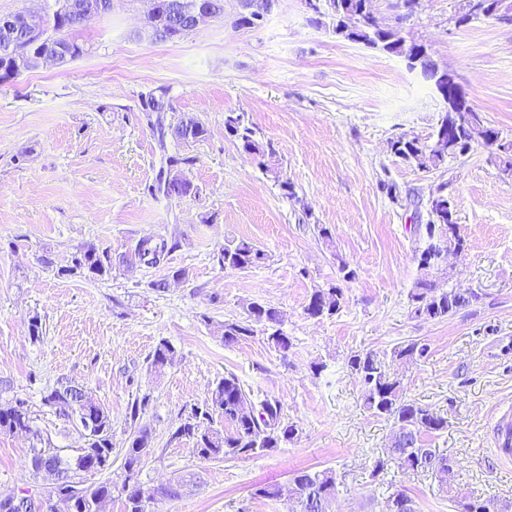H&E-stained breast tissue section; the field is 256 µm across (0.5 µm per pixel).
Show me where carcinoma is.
<instances>
[{"instance_id":"1","label":"carcinoma","mask_w":512,"mask_h":512,"mask_svg":"<svg viewBox=\"0 0 512 512\" xmlns=\"http://www.w3.org/2000/svg\"><path fill=\"white\" fill-rule=\"evenodd\" d=\"M363 0H331V9L319 12L313 21L321 23V18L332 20L337 36L366 48L387 54H395L408 61V67L431 68L433 62L428 48L423 43L407 41L402 22L397 19L387 26L379 37L369 31L349 33L344 30L345 20L361 10ZM512 12V5L505 0H464L455 15L456 25L463 27L477 19V12H485V18L493 19L499 9ZM46 38L42 49L51 50L62 41L73 49L70 58L75 59L84 53L82 45L70 37L78 24L60 18L53 13L42 19ZM191 30V17L184 12L168 17L166 24L155 28L152 38L159 42L169 41V32H177L183 37ZM165 112L171 108L167 92L148 95L142 101V110ZM224 130L233 138L242 151L251 156L265 171L274 170L276 153L268 142L256 138L252 125L239 112L224 114ZM494 148V158L499 170L512 175V138L501 137L500 132L490 127L485 118L477 113H465L452 132V139L446 147L437 148L435 140L421 141L416 136L401 134L390 140L391 153L401 162L430 173L448 163V159H459L468 155L477 145ZM149 195H162L168 199H183L195 192L188 182L179 189L166 188L161 181L147 186ZM416 232L424 247L419 253V264L423 268L434 265L440 249L451 243L464 248V240L458 233L454 218V205L439 187V194L428 204V221L419 224ZM176 238L143 237L134 250L117 257L109 249L93 245L82 246L72 257V265L61 271L63 275L109 276L116 266L133 268L145 266L156 268L167 261L168 256L179 248ZM265 254L253 243L241 240L231 242L218 249L213 260L220 269L245 270L258 265ZM477 298L472 292L465 296L455 289L443 290L430 280H419L409 293L410 313L417 318L443 320L467 306ZM344 302L342 289L317 288L311 294L305 313L311 318H322L336 314ZM279 312L266 304L253 301L246 306V318L242 321H227L221 326L224 346L231 347L240 341L261 333L265 341L278 351L287 353L292 342L282 328ZM429 347L419 340H409L399 344L392 351L393 359L414 365L427 357ZM176 357L174 347L161 340L151 354L149 367L161 375L173 365ZM351 372L364 384L366 408L378 418H383L402 431V438L390 441V446L373 462L372 473L377 475L393 464L404 470L435 474L441 468H448V456L436 448L424 446L423 438L447 429V421L433 411L406 400L402 395V380L395 373L385 369L382 361L372 352L355 354L348 360ZM150 397L145 395L132 402L129 420L134 427L132 440L125 450L123 469L126 472L121 484L124 494V512H154L152 507L162 500H174L181 495L182 485L168 484L159 488H145L133 480L136 468L151 452L150 428L141 423ZM45 406L55 411L58 417L72 424L87 439L88 446L70 459L45 448L31 449L27 465L34 473L52 470L58 477L60 486H65L77 478L81 472H91L104 468L112 457V419L109 412L90 395L84 387L59 381L49 388L42 397ZM296 427L282 421V407L279 400L264 397L255 402L241 385L239 378L227 372L211 389L208 397L200 405L190 408L187 416L174 432V437L193 440L198 454L204 459L232 460L242 457H258L272 452L295 437ZM0 432L25 433L38 439L40 435L33 429V419L25 400L14 399L0 403ZM456 474L448 476V492L456 512H489L495 503L492 498L459 496L453 494ZM337 474L331 469L311 471L299 469L292 473L287 486L278 484L262 485L254 491L257 497L277 500L284 496L292 501V512H332L336 500ZM54 492L36 502L31 498H18L13 494L0 495V512H58ZM112 498V482L84 487L83 495L67 507L66 512H101L100 505Z\"/></svg>"}]
</instances>
